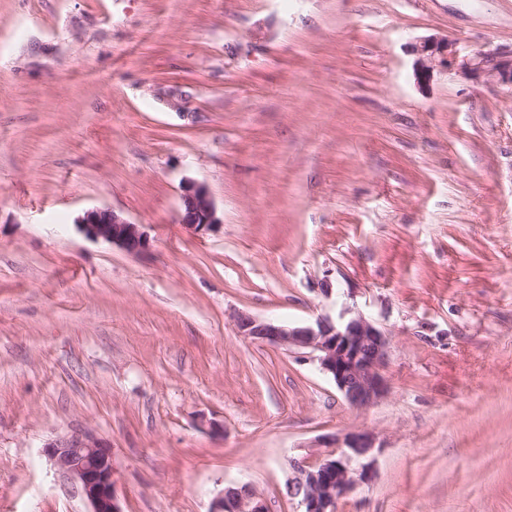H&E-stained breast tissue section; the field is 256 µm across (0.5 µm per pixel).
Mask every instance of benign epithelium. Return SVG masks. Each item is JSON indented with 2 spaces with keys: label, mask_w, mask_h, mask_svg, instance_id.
<instances>
[{
  "label": "benign epithelium",
  "mask_w": 512,
  "mask_h": 512,
  "mask_svg": "<svg viewBox=\"0 0 512 512\" xmlns=\"http://www.w3.org/2000/svg\"><path fill=\"white\" fill-rule=\"evenodd\" d=\"M413 76L427 86L438 69L454 71L476 83L512 88V48L479 51L461 57L447 38H426L412 48ZM179 223L194 233L219 224L207 189L184 187L177 213ZM77 230L93 241H103L126 253L141 256L150 240L138 224L110 208H92L75 220ZM237 335L276 348L306 354L329 377L353 408L372 406L390 391L386 376L389 340L385 332L361 313L344 309L336 319L318 317L303 325L261 319L239 311L233 316ZM325 452L294 461L288 492L303 512H335L336 500L355 491L373 473L375 439L366 431L324 436L315 444ZM60 472L72 479L89 512H121L115 491L112 448L93 435L73 433L45 447ZM209 512H266L261 495L243 484L216 496Z\"/></svg>",
  "instance_id": "benign-epithelium-1"
}]
</instances>
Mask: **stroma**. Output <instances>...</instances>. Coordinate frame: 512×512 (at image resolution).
Instances as JSON below:
<instances>
[{"instance_id": "35a3bbf8", "label": "stroma", "mask_w": 512, "mask_h": 512, "mask_svg": "<svg viewBox=\"0 0 512 512\" xmlns=\"http://www.w3.org/2000/svg\"><path fill=\"white\" fill-rule=\"evenodd\" d=\"M512 47V0H0V512H88L44 448H112L122 512H209L367 431L335 512H512V90L412 47ZM206 186L218 227L176 214ZM139 224L133 256L80 235ZM362 312L390 391L238 336ZM75 224L86 238L109 243L130 255L141 256L149 251L150 240L141 226L129 222L113 209H88Z\"/></svg>"}]
</instances>
